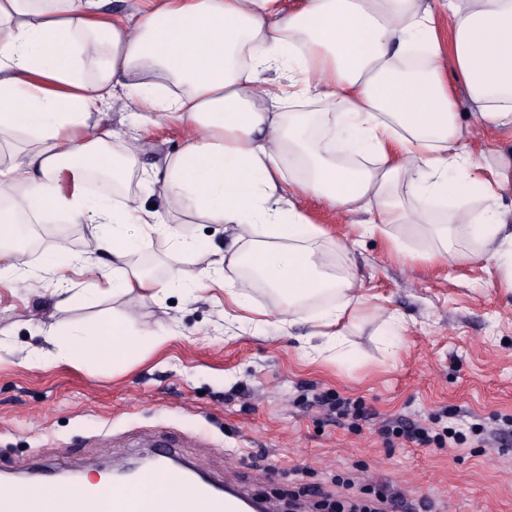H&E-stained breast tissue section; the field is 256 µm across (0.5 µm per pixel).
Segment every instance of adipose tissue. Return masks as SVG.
Returning a JSON list of instances; mask_svg holds the SVG:
<instances>
[{
	"instance_id": "ef3b65f1",
	"label": "adipose tissue",
	"mask_w": 512,
	"mask_h": 512,
	"mask_svg": "<svg viewBox=\"0 0 512 512\" xmlns=\"http://www.w3.org/2000/svg\"><path fill=\"white\" fill-rule=\"evenodd\" d=\"M440 13L450 20L446 43L434 26ZM460 85L472 103L464 118ZM117 86L144 122L188 133L158 178L140 170L136 145L113 147L115 133L92 120ZM308 99L326 112L285 109ZM480 130L512 138V0H144L132 24L103 15L100 0H0V142L25 143L0 160V239L62 219L83 225L89 252L104 258L42 264L62 305L166 293L177 271L162 281L131 262L152 233H168L183 256L203 249L167 229L133 191L137 179L200 223L248 233L246 248L215 252L199 285L262 284L280 298L284 324L310 322V303L335 295L321 321L338 345L336 326L362 297L351 276L327 272L324 233L298 196L370 215L371 233L404 224L430 236L439 246L428 260L463 261L448 241L464 232L512 277V231L496 214L472 223L467 209L471 196L512 193L511 169L484 180L462 150ZM100 347L121 360L136 343L116 320L80 329L51 357Z\"/></svg>"
}]
</instances>
